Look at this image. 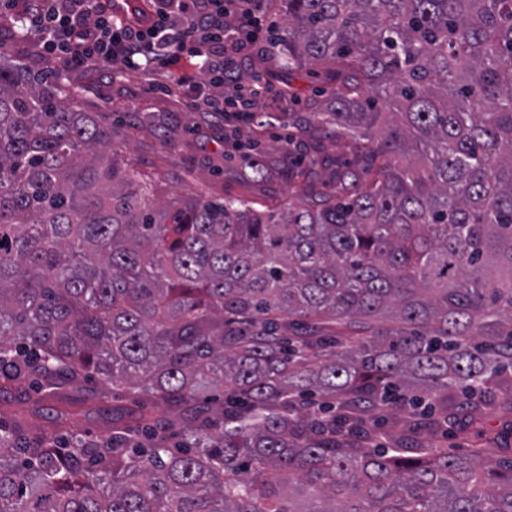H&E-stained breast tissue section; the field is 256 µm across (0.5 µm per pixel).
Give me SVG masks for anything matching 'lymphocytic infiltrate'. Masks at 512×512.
Returning a JSON list of instances; mask_svg holds the SVG:
<instances>
[{
	"label": "lymphocytic infiltrate",
	"mask_w": 512,
	"mask_h": 512,
	"mask_svg": "<svg viewBox=\"0 0 512 512\" xmlns=\"http://www.w3.org/2000/svg\"><path fill=\"white\" fill-rule=\"evenodd\" d=\"M5 6L18 22L33 25L41 49L66 67L146 73L164 64L171 70L167 92L186 98L194 112L248 124L255 101L272 91L269 81H242L235 67L236 55L261 37V0H154L146 26L113 17L102 0H6ZM194 71L203 76L195 84ZM217 88L223 96H214Z\"/></svg>",
	"instance_id": "obj_1"
}]
</instances>
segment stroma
<instances>
[{
  "label": "stroma",
  "instance_id": "stroma-1",
  "mask_svg": "<svg viewBox=\"0 0 512 512\" xmlns=\"http://www.w3.org/2000/svg\"><path fill=\"white\" fill-rule=\"evenodd\" d=\"M0 42L7 45L10 59L29 73L58 78L61 97L76 111L97 116L109 128L113 148L135 170L159 179L164 200L199 194L209 199L242 197L271 207L287 200L288 147L284 139L291 132L284 116L287 100L273 96L262 100L256 124L243 132L244 140L257 142L251 156L264 169L263 176L250 179L244 173L242 157L225 156L219 148L223 129L207 124L201 113L187 111L178 98L163 92L167 71L129 73L113 80L78 72L58 77L59 60L43 55L36 38H21L10 14H0ZM100 389L98 382L90 381L73 394L71 408L77 417L65 429L54 418L56 401L38 398L25 386L13 391L11 403L0 402V418L20 414L34 433L73 442L106 439L112 432L106 417L116 408L147 407L151 421L158 423L176 415L170 406L125 388H115L106 397L100 396ZM438 444L452 454L484 448L489 456H499L501 449L512 448V411L501 407L488 410L483 424L474 427L456 421L439 437Z\"/></svg>",
  "mask_w": 512,
  "mask_h": 512
}]
</instances>
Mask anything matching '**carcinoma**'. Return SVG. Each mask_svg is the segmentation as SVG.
<instances>
[{
	"label": "carcinoma",
	"instance_id": "cac0c4a2",
	"mask_svg": "<svg viewBox=\"0 0 512 512\" xmlns=\"http://www.w3.org/2000/svg\"><path fill=\"white\" fill-rule=\"evenodd\" d=\"M288 113L274 212L165 202L108 128L0 43V381L64 396L93 371L179 408L56 446L0 420V512H512V459L448 455V391L484 421L512 377V0H273ZM327 127L336 154L318 136ZM224 388L222 425L197 397ZM289 88L299 99L313 97L317 90L325 84L306 71H298L289 75Z\"/></svg>",
	"mask_w": 512,
	"mask_h": 512
}]
</instances>
